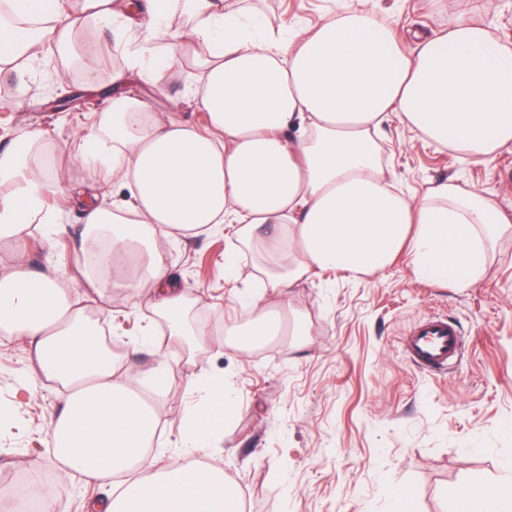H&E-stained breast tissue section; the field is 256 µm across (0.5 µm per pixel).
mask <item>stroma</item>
Here are the masks:
<instances>
[{"instance_id": "stroma-1", "label": "stroma", "mask_w": 512, "mask_h": 512, "mask_svg": "<svg viewBox=\"0 0 512 512\" xmlns=\"http://www.w3.org/2000/svg\"><path fill=\"white\" fill-rule=\"evenodd\" d=\"M358 0H232L235 9L260 12L273 27H311L340 15ZM379 21L399 35L445 30L465 15L489 24L495 39L512 43V0H452L434 13L427 0H365ZM66 64L53 48L22 75H0V149L23 134L51 137L64 183L98 186L111 204L115 192L100 167L82 163L81 132L107 113L117 89L112 65L94 81L83 74L62 81ZM200 81L195 64L168 73L163 100L181 103L180 116L206 130L205 112L192 96ZM386 176L396 191L421 195L430 184L456 179L512 219V150L478 163L451 147L427 142L407 124L391 120L379 142ZM77 210L54 224L32 226L26 260L33 270H65L72 286L84 282ZM235 243L230 228L216 226L174 244L172 272L193 299L197 322L209 334L195 354L175 342H153L131 355L128 368L145 377L158 361L169 366L157 399V465L178 452V427L190 409H204V377L222 374L233 411L198 466L217 465L234 484L242 512H396L391 487L406 491L414 512H454V495L470 484H492L512 461V233L489 247L472 287L448 288L419 278L413 256L402 251L384 271L350 274L323 270L286 288H268L255 252L239 254L228 277L224 258ZM287 314L303 335H282L265 345L236 349L222 326L251 320L256 308ZM461 327L466 349L448 372L414 368L402 341L430 315ZM102 315L122 336L139 335L152 319L143 302L115 293ZM28 351L0 338V491L23 476L47 477L58 464L48 432L63 396L54 383L21 398ZM104 489L77 479L54 484L57 512H85Z\"/></svg>"}]
</instances>
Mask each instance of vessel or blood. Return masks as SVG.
I'll use <instances>...</instances> for the list:
<instances>
[{
	"mask_svg": "<svg viewBox=\"0 0 512 512\" xmlns=\"http://www.w3.org/2000/svg\"><path fill=\"white\" fill-rule=\"evenodd\" d=\"M462 349L458 326L438 315L420 322L403 343L412 365L431 374L446 372L458 361Z\"/></svg>",
	"mask_w": 512,
	"mask_h": 512,
	"instance_id": "1",
	"label": "vessel or blood"
}]
</instances>
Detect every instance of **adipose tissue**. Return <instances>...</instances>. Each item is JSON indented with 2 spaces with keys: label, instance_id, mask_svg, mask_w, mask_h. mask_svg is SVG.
<instances>
[{
  "label": "adipose tissue",
  "instance_id": "adipose-tissue-1",
  "mask_svg": "<svg viewBox=\"0 0 512 512\" xmlns=\"http://www.w3.org/2000/svg\"><path fill=\"white\" fill-rule=\"evenodd\" d=\"M193 2L195 24L178 31L168 28L161 0H39L37 26L20 10L0 13L1 72L19 58L37 61L42 47L69 48L89 18L118 34L177 43L184 55L206 50L195 98L210 133L175 119L178 101L165 113L149 98L120 96L109 120L83 134L86 162L127 190L111 207L94 187L77 193L92 300L74 297L61 273L26 265L24 230L52 223L50 200L64 193L47 142L29 135L0 153V250L13 260L0 273V334L28 349L31 383L64 391L49 440L63 475L118 484L98 512H227L235 500L223 470L192 464L231 403L220 378L207 384V412L181 423V453L145 475L158 420L89 324L90 301L106 299L103 283L173 314L170 336L198 339L207 330L191 320L167 254L173 241L209 225H233L242 246L260 249L273 288L319 269L385 270L408 242L418 276L468 288L480 276L472 255L512 225L453 179L418 198L400 194L376 158L375 136L394 116L483 162L512 146V46L488 26L460 16L438 35L413 33L408 46L360 5L286 32L259 13L226 10L224 0ZM457 512H512V464L493 485L462 492Z\"/></svg>",
  "mask_w": 512,
  "mask_h": 512
}]
</instances>
